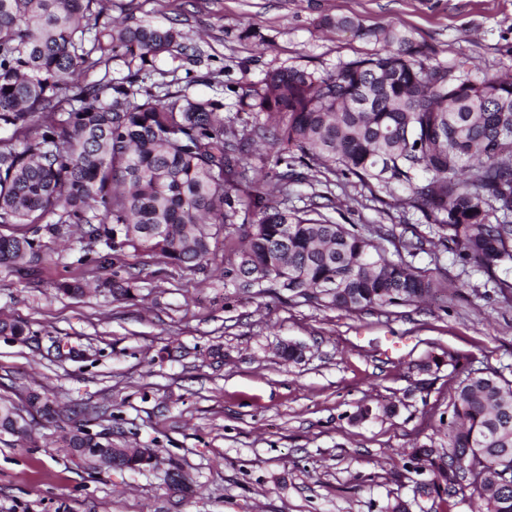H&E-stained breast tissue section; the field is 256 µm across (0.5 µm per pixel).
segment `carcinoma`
<instances>
[{
    "label": "carcinoma",
    "mask_w": 512,
    "mask_h": 512,
    "mask_svg": "<svg viewBox=\"0 0 512 512\" xmlns=\"http://www.w3.org/2000/svg\"><path fill=\"white\" fill-rule=\"evenodd\" d=\"M102 0H0V226L42 224L57 235L76 225L110 250L143 246L170 263L201 267L219 236L224 279L258 297L355 312L425 300L445 289L439 275L387 256L381 237L339 224L332 207L288 208V191L322 169L379 193L406 194L408 208L435 226L438 242L464 266L497 276L512 265V76L471 69L462 57L427 64L424 48L398 30L354 17L322 26L378 45L373 53L318 71L280 66L238 96L199 98L193 79L154 91L156 60L197 48L180 29L90 24ZM122 54L127 74L89 81L87 72ZM247 121H239L240 113ZM276 150L279 198L249 177L255 139ZM41 245L0 234V266L30 272ZM462 356L431 354V372ZM46 419L54 402L33 390ZM19 409L0 399V433L19 432ZM442 449L409 454L416 489L477 512H512V379L499 369L458 375ZM58 443L77 457L110 444L76 424Z\"/></svg>",
    "instance_id": "cac0c4a2"
}]
</instances>
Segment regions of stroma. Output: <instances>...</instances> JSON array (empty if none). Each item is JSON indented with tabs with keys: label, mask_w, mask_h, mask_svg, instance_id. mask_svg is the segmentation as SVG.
Returning <instances> with one entry per match:
<instances>
[{
	"label": "stroma",
	"mask_w": 512,
	"mask_h": 512,
	"mask_svg": "<svg viewBox=\"0 0 512 512\" xmlns=\"http://www.w3.org/2000/svg\"><path fill=\"white\" fill-rule=\"evenodd\" d=\"M103 21L176 24L198 46L193 70L171 57L156 82L223 92L232 106L247 85L280 65L320 71L373 46L322 30L325 17L351 16L368 28H395L431 50V62L460 57L512 75V0H103ZM256 37L241 39L244 29ZM331 190L336 222L383 235L396 256L412 235L428 237L420 215L373 202L356 179L316 174L293 187L292 208ZM47 255L33 273L0 267V320L25 323L20 338L0 335V397L29 420L26 436H0V512H434L415 493L407 454L440 448L456 373L418 369L429 354L468 359L473 371L512 366V301L462 266L441 245L412 257L441 270L445 297L383 311L255 298L224 285V250L195 270L151 252L105 254L77 232L54 237L27 224ZM81 287L71 296L60 283ZM132 285L131 297L109 285ZM301 345L284 362L283 344ZM44 387L61 422L35 416L26 397ZM372 413L356 419L359 407ZM393 413H383V406ZM96 409L99 417L87 420ZM89 421L114 441L153 448L158 463L140 472L92 470L53 447L60 429ZM185 472L188 490L167 473Z\"/></svg>",
	"instance_id": "stroma-1"
}]
</instances>
